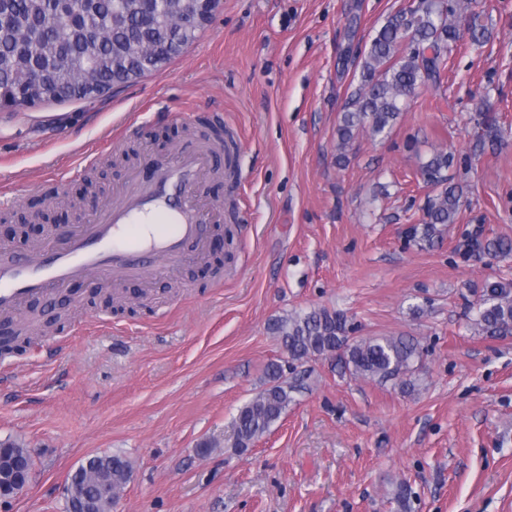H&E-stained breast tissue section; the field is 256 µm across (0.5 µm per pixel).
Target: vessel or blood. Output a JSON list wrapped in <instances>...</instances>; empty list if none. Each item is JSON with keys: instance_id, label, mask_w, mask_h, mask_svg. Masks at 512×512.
I'll return each mask as SVG.
<instances>
[{"instance_id": "obj_1", "label": "vessel or blood", "mask_w": 512, "mask_h": 512, "mask_svg": "<svg viewBox=\"0 0 512 512\" xmlns=\"http://www.w3.org/2000/svg\"><path fill=\"white\" fill-rule=\"evenodd\" d=\"M216 149L203 142L153 161L152 177L132 179L91 223L66 228L45 251L9 253L0 260V313H21L24 299L93 272L124 281L172 272L197 257L208 222L200 196Z\"/></svg>"}]
</instances>
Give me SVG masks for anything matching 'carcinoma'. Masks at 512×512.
Returning <instances> with one entry per match:
<instances>
[{"instance_id":"obj_1","label":"carcinoma","mask_w":512,"mask_h":512,"mask_svg":"<svg viewBox=\"0 0 512 512\" xmlns=\"http://www.w3.org/2000/svg\"><path fill=\"white\" fill-rule=\"evenodd\" d=\"M58 0H0V89L24 107L17 90L27 83L35 93L52 95V101L80 100L84 88L86 56L98 58L95 79L112 80L118 65L136 70V77L160 71L155 58L168 63L183 52L197 36L180 31V19L171 15L169 25L156 20L158 0H126L127 15L112 20L121 9L120 0H70L68 8L55 12ZM461 0H419L415 9H404L387 17L364 55L360 85L351 94L336 129L339 158L357 132L368 128L379 135L393 126L405 101L416 90L442 83L448 55L461 39L456 15ZM468 33L475 42L486 41L491 32L471 15ZM27 58L29 70L11 68L16 55ZM455 155L437 149L419 164L423 180L436 189L429 198L426 220L414 228V236L432 243L438 226L452 224L458 211L457 186L448 183V168ZM491 257L512 254V241L491 240L483 246ZM473 325L484 336H512V284L485 285L475 307ZM269 329L288 352V367L311 359L329 358L338 373L353 377L393 382L402 391L416 389V372L423 348L410 336L357 338L347 317L325 308L294 313L274 319ZM269 386L238 412L235 421V448L245 452L270 431L292 401L295 385L282 379V366L267 367ZM131 461L119 453L94 454L76 467L83 487L93 485L88 474L123 488L132 474ZM411 490L401 482L394 494L395 512H408Z\"/></svg>"}]
</instances>
